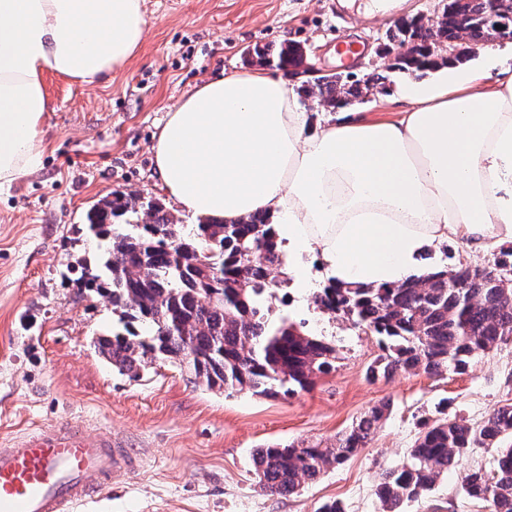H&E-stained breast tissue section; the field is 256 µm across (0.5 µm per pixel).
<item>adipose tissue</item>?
Wrapping results in <instances>:
<instances>
[{"instance_id": "obj_1", "label": "adipose tissue", "mask_w": 512, "mask_h": 512, "mask_svg": "<svg viewBox=\"0 0 512 512\" xmlns=\"http://www.w3.org/2000/svg\"><path fill=\"white\" fill-rule=\"evenodd\" d=\"M145 32L143 0H0V187L41 164L44 74L98 82ZM390 100L406 104L395 120L316 125L291 79L228 72L170 109L155 170L181 211L272 217L297 277L310 255L334 283L388 286L438 243L512 241V65L490 50L467 76L452 60Z\"/></svg>"}]
</instances>
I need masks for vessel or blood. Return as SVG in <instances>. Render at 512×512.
Listing matches in <instances>:
<instances>
[{
	"label": "vessel or blood",
	"mask_w": 512,
	"mask_h": 512,
	"mask_svg": "<svg viewBox=\"0 0 512 512\" xmlns=\"http://www.w3.org/2000/svg\"><path fill=\"white\" fill-rule=\"evenodd\" d=\"M132 462L111 433L68 422L39 427L0 447V512H71L128 474Z\"/></svg>",
	"instance_id": "b4317fda"
}]
</instances>
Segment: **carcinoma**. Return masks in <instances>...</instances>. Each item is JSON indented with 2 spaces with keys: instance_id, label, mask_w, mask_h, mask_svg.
I'll use <instances>...</instances> for the list:
<instances>
[{
  "instance_id": "cac0c4a2",
  "label": "carcinoma",
  "mask_w": 512,
  "mask_h": 512,
  "mask_svg": "<svg viewBox=\"0 0 512 512\" xmlns=\"http://www.w3.org/2000/svg\"><path fill=\"white\" fill-rule=\"evenodd\" d=\"M472 26L460 32L456 9L436 28L389 32L402 45L417 38L431 48L412 62L397 59L388 69L412 76L434 70L448 58L465 61L461 41L489 39L493 26L512 25V5L504 2L491 18L485 0H463ZM278 65L296 69L302 50L280 46ZM380 73L365 81L320 76L302 85V97L315 98L325 111L363 99L383 84ZM90 237L105 243L106 258L77 261L79 288L107 296L120 311L123 331L97 340L99 354L130 378L157 362L188 370L211 391L289 395L312 386L338 359L336 346L285 320L277 324L272 300L288 284L283 255L270 218L252 214L233 224L202 221L184 232L159 200L114 193L87 213ZM321 309L353 327L378 336L382 354L370 378L399 372L463 374L473 359L512 339V246H502L487 272L470 265L438 267L398 285L344 288L328 283L315 296ZM390 405L368 409L330 443L275 445L257 449L254 471L263 492L292 495L330 469L343 465L374 438ZM419 422L405 460L379 473L378 512H400L401 505L431 490L450 472H461V489L487 504L489 512H512V404L470 423L447 412ZM473 448H494L490 469L469 467Z\"/></svg>"
}]
</instances>
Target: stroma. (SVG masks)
I'll use <instances>...</instances> for the list:
<instances>
[{"label":"stroma","instance_id":"35a3bbf8","mask_svg":"<svg viewBox=\"0 0 512 512\" xmlns=\"http://www.w3.org/2000/svg\"><path fill=\"white\" fill-rule=\"evenodd\" d=\"M144 0L147 35L108 79L82 84L45 73L50 103L38 136V170L0 188V440L66 420L108 430L136 461L129 478L77 512H376L379 470L399 465L436 408L468 422L512 403V343L479 355L463 374L370 379L377 336L317 308L328 279L318 260L302 264L308 285L277 291L276 318L304 324L335 344L331 373L292 396L262 398L206 390L171 365L132 379L95 351L97 337L122 330L108 298L79 291L77 257L101 261L80 231L88 211L115 192L165 199L151 144L169 109L202 82L249 69L248 49L295 43L312 76L336 72L339 39L365 43L352 73L371 72L399 20L433 14L439 0H392L387 17L368 0ZM499 243L465 250L439 244L426 267L492 264ZM390 402L373 440L343 466L293 495L256 487L252 455L277 444L330 442L370 407ZM402 512H488L468 499L457 474L406 502Z\"/></svg>","mask_w":512,"mask_h":512}]
</instances>
